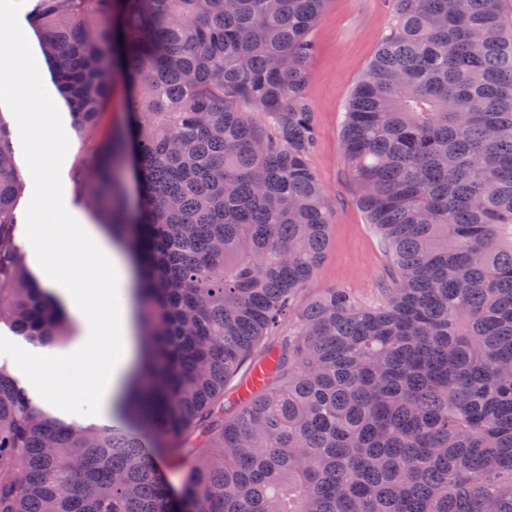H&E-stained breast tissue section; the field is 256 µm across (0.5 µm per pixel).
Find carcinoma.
Here are the masks:
<instances>
[{"mask_svg": "<svg viewBox=\"0 0 512 512\" xmlns=\"http://www.w3.org/2000/svg\"><path fill=\"white\" fill-rule=\"evenodd\" d=\"M330 0H31L70 125L131 122L75 182L138 273L143 358L108 425L35 406L0 366V512H512V39L500 0H393L342 146L391 259L364 303L304 299L333 209L308 162L311 32ZM0 116V323L70 325L19 256ZM270 380L224 419L249 359ZM183 451L180 494L154 449ZM130 112V99L126 86L116 80L112 87V94L104 109L99 136L111 131L122 130L128 120Z\"/></svg>", "mask_w": 512, "mask_h": 512, "instance_id": "1", "label": "carcinoma"}]
</instances>
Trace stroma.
<instances>
[{"instance_id": "obj_1", "label": "stroma", "mask_w": 512, "mask_h": 512, "mask_svg": "<svg viewBox=\"0 0 512 512\" xmlns=\"http://www.w3.org/2000/svg\"><path fill=\"white\" fill-rule=\"evenodd\" d=\"M392 17L386 0H332L312 33L315 53L304 94L316 114V145L309 157L327 201L334 210L326 256L311 283L312 288H346L366 302L375 301L389 277V260L380 236L359 206L357 194L343 157L341 129L348 101L368 72L388 33ZM29 96L0 102V114L11 128L17 173L23 184L16 203V243L22 258H29L32 234V200L37 172L33 166L34 142L17 126L18 111L31 105ZM67 156L54 170L69 207L87 223H94L91 209L75 192L73 171L79 155L93 151L95 143L71 126H63ZM36 347L0 324V364L19 380L35 404L67 421L88 422V415L74 407H63L50 398L52 383L35 387L38 369H22L18 352Z\"/></svg>"}]
</instances>
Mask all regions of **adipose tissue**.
<instances>
[{"label":"adipose tissue","mask_w":512,"mask_h":512,"mask_svg":"<svg viewBox=\"0 0 512 512\" xmlns=\"http://www.w3.org/2000/svg\"><path fill=\"white\" fill-rule=\"evenodd\" d=\"M39 70L40 61L23 34L0 27V98L14 97L35 81ZM54 120L49 101L21 113L19 120L22 131L40 140L34 153L37 223L29 249L43 269L44 288L61 295L63 312L79 334L69 350L47 347L39 359L69 400L88 404L91 416L99 418L129 398L130 371L140 356L132 266L121 246L97 226L66 222V205L50 173L65 157L51 132Z\"/></svg>","instance_id":"ef3b65f1"}]
</instances>
